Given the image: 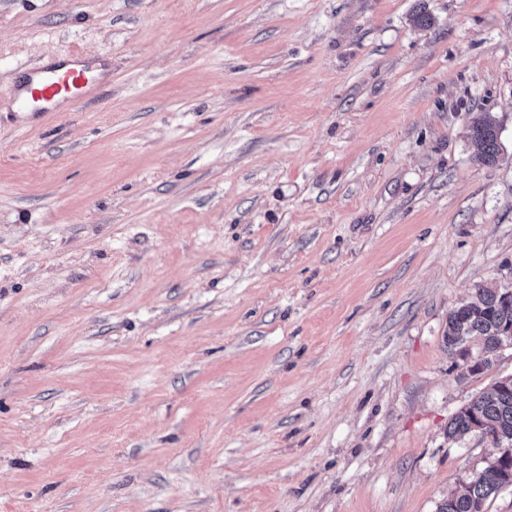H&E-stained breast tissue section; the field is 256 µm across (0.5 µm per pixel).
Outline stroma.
Returning a JSON list of instances; mask_svg holds the SVG:
<instances>
[{
    "label": "stroma",
    "instance_id": "1",
    "mask_svg": "<svg viewBox=\"0 0 512 512\" xmlns=\"http://www.w3.org/2000/svg\"><path fill=\"white\" fill-rule=\"evenodd\" d=\"M71 51L111 84L11 111ZM480 284L512 0H0V512H437L512 375L444 344ZM498 124L494 117L485 114L470 127V139L476 147L475 161L487 166L498 163L500 141ZM476 422L484 425L485 432L482 426L474 429L485 438V434L491 435V442L499 448L500 455L512 454V376L501 378L490 392L476 397L456 412L448 421V439H463Z\"/></svg>",
    "mask_w": 512,
    "mask_h": 512
}]
</instances>
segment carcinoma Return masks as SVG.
Listing matches in <instances>:
<instances>
[{"mask_svg": "<svg viewBox=\"0 0 512 512\" xmlns=\"http://www.w3.org/2000/svg\"><path fill=\"white\" fill-rule=\"evenodd\" d=\"M476 147L475 161L487 166L498 163L500 141L498 124L486 114L470 127L469 133ZM512 331V301L504 300L503 292L478 285L473 301L461 305L448 316L444 340L447 347L467 352L465 344L478 342L483 358L473 365L476 370L490 363L499 343ZM485 427L492 443L512 449V376L497 381L491 391L484 393L456 412L448 421L447 436L451 441L463 439L472 431L474 423ZM484 480L470 482L459 493H451L439 506V512H482L484 503L500 489L512 486V465L499 467L488 464Z\"/></svg>", "mask_w": 512, "mask_h": 512, "instance_id": "carcinoma-1", "label": "carcinoma"}]
</instances>
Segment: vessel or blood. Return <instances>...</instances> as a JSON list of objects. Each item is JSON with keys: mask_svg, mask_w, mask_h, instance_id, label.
Returning a JSON list of instances; mask_svg holds the SVG:
<instances>
[{"mask_svg": "<svg viewBox=\"0 0 512 512\" xmlns=\"http://www.w3.org/2000/svg\"><path fill=\"white\" fill-rule=\"evenodd\" d=\"M102 84L82 55L71 54L58 65L25 69L23 82L13 99L22 112H57L92 98Z\"/></svg>", "mask_w": 512, "mask_h": 512, "instance_id": "b4317fda", "label": "vessel or blood"}]
</instances>
